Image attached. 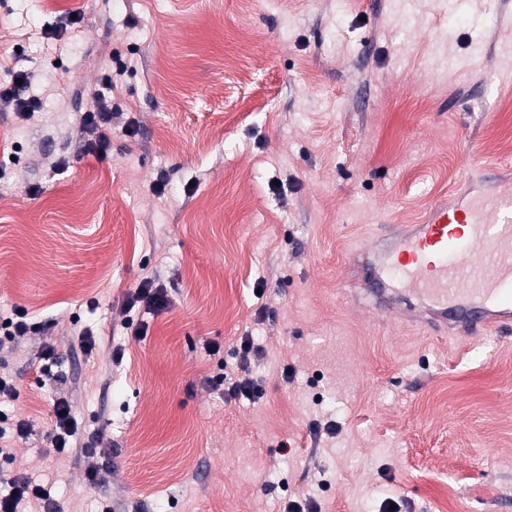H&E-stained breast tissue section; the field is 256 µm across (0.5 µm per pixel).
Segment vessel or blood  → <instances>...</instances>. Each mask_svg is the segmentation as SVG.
Segmentation results:
<instances>
[{
    "label": "vessel or blood",
    "instance_id": "vessel-or-blood-1",
    "mask_svg": "<svg viewBox=\"0 0 512 512\" xmlns=\"http://www.w3.org/2000/svg\"><path fill=\"white\" fill-rule=\"evenodd\" d=\"M376 257L436 308L448 331L486 335L512 326V194L450 207L393 230Z\"/></svg>",
    "mask_w": 512,
    "mask_h": 512
}]
</instances>
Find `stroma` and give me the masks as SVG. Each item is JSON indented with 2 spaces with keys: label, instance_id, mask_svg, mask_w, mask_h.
<instances>
[{
  "label": "stroma",
  "instance_id": "stroma-1",
  "mask_svg": "<svg viewBox=\"0 0 512 512\" xmlns=\"http://www.w3.org/2000/svg\"><path fill=\"white\" fill-rule=\"evenodd\" d=\"M452 8L0 0V86L39 102L0 106V313L35 326L0 345L32 428L0 470L65 512H512V328L438 338L354 296L386 225L512 188V0L453 29ZM98 91L123 126L100 159L79 127ZM146 278L168 306L126 310ZM242 336L255 403L213 383ZM46 345L63 377L40 383ZM60 397L98 488L48 446Z\"/></svg>",
  "mask_w": 512,
  "mask_h": 512
}]
</instances>
